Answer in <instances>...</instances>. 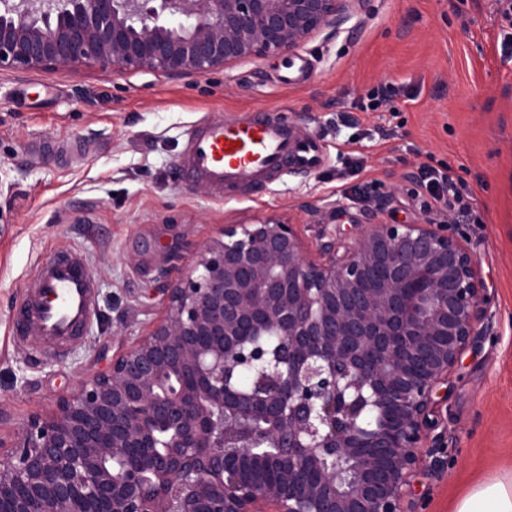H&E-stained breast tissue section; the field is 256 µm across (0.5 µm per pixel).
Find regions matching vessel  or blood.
<instances>
[{"label": "vessel or blood", "mask_w": 512, "mask_h": 512, "mask_svg": "<svg viewBox=\"0 0 512 512\" xmlns=\"http://www.w3.org/2000/svg\"><path fill=\"white\" fill-rule=\"evenodd\" d=\"M324 161L316 140L301 138L287 115L246 111L227 120L205 118L189 132L179 161L190 183L216 196L251 193L279 179L285 166L317 169ZM96 295V281L77 251L38 267L13 315L12 332L23 344L59 355L82 336Z\"/></svg>", "instance_id": "1"}]
</instances>
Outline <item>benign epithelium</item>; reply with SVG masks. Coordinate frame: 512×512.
I'll use <instances>...</instances> for the list:
<instances>
[{
  "label": "benign epithelium",
  "mask_w": 512,
  "mask_h": 512,
  "mask_svg": "<svg viewBox=\"0 0 512 512\" xmlns=\"http://www.w3.org/2000/svg\"><path fill=\"white\" fill-rule=\"evenodd\" d=\"M369 0H0V69L202 77L290 54ZM306 246L226 224L163 318L0 438L6 512H417L448 464L438 400L491 318L479 262L430 215L343 212ZM251 373L249 387L239 385Z\"/></svg>",
  "instance_id": "7a95c632"
}]
</instances>
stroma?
Segmentation results:
<instances>
[{
	"instance_id": "1",
	"label": "stroma",
	"mask_w": 512,
	"mask_h": 512,
	"mask_svg": "<svg viewBox=\"0 0 512 512\" xmlns=\"http://www.w3.org/2000/svg\"><path fill=\"white\" fill-rule=\"evenodd\" d=\"M512 21L496 0H371L369 16L314 37L291 57L247 58L203 77L123 73L94 65L0 70V425L8 435L92 374L98 348L117 352L163 317V273L184 269L224 225L272 216L308 245L321 229L311 206L375 207L389 224L427 214L422 165L447 167L472 211L458 229L476 255L493 315L462 355L437 408L448 466L421 472L423 512H455L475 486L512 470ZM306 70L282 86L287 65ZM388 101L370 109L374 90ZM279 110L327 156L250 197L216 198L176 168L189 129L205 117ZM87 153L35 157L38 140ZM62 248L81 252L97 282L83 341L64 355L27 353L10 333L35 268Z\"/></svg>"
}]
</instances>
